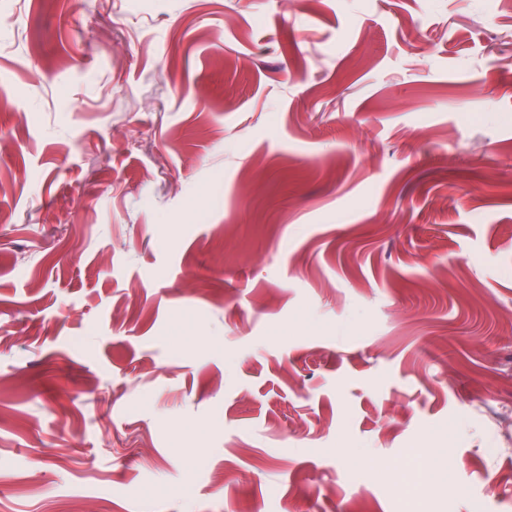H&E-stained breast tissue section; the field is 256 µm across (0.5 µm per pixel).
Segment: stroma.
Here are the masks:
<instances>
[{"label": "stroma", "mask_w": 512, "mask_h": 512, "mask_svg": "<svg viewBox=\"0 0 512 512\" xmlns=\"http://www.w3.org/2000/svg\"><path fill=\"white\" fill-rule=\"evenodd\" d=\"M0 512H512V0H0Z\"/></svg>", "instance_id": "obj_1"}]
</instances>
